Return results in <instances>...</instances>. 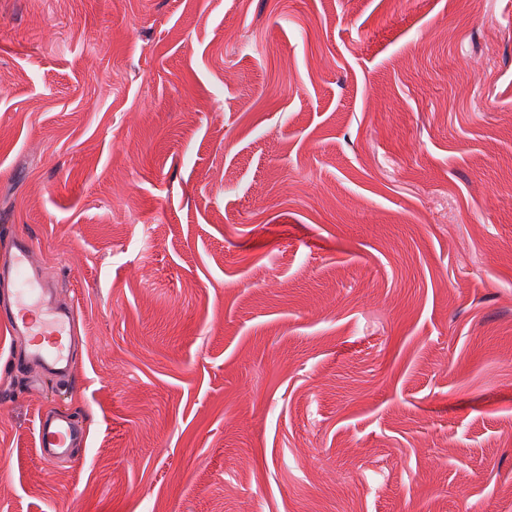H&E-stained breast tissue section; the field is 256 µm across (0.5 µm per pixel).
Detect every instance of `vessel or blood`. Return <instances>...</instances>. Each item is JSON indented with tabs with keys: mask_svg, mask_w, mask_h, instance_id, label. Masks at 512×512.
<instances>
[{
	"mask_svg": "<svg viewBox=\"0 0 512 512\" xmlns=\"http://www.w3.org/2000/svg\"><path fill=\"white\" fill-rule=\"evenodd\" d=\"M0 319L14 336L26 343L15 367L48 375L68 384L75 365L76 341L72 328L73 310L57 303L53 290L43 279L33 247L13 238L0 261ZM40 455L52 463L70 456L84 442V428L78 417L45 416L38 425Z\"/></svg>",
	"mask_w": 512,
	"mask_h": 512,
	"instance_id": "b4317fda",
	"label": "vessel or blood"
}]
</instances>
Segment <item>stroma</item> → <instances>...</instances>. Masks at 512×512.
Returning <instances> with one entry per match:
<instances>
[{"mask_svg": "<svg viewBox=\"0 0 512 512\" xmlns=\"http://www.w3.org/2000/svg\"><path fill=\"white\" fill-rule=\"evenodd\" d=\"M0 230V512H512V0H0ZM0 265V286L5 297L1 317L13 336L26 342L22 355L13 358L16 368L53 376L67 385L75 365L76 341L73 310L53 298L43 279L33 247L11 238ZM38 436L41 459L53 463L83 445L84 428L76 416H45L39 420Z\"/></svg>", "mask_w": 512, "mask_h": 512, "instance_id": "35a3bbf8", "label": "stroma"}]
</instances>
